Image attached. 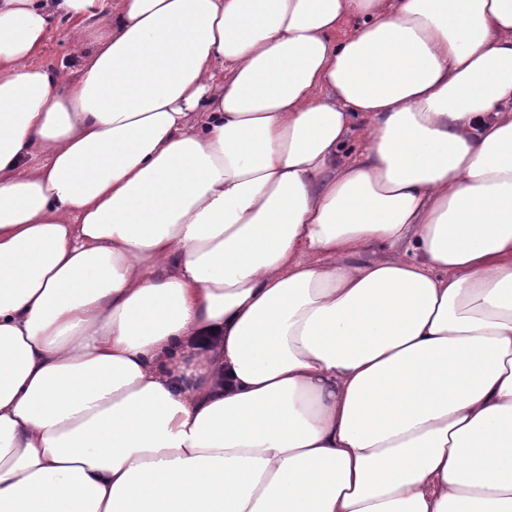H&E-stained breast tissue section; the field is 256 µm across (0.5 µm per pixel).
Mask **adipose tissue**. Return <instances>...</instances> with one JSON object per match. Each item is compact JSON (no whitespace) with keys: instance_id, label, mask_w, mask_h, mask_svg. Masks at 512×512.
I'll list each match as a JSON object with an SVG mask.
<instances>
[{"instance_id":"obj_1","label":"adipose tissue","mask_w":512,"mask_h":512,"mask_svg":"<svg viewBox=\"0 0 512 512\" xmlns=\"http://www.w3.org/2000/svg\"><path fill=\"white\" fill-rule=\"evenodd\" d=\"M0 512H512V0H0ZM76 39L77 33L73 23L62 20L58 27L49 33L36 62L57 67L61 63L68 64L72 78H76L77 65L71 63V59L68 57L70 44Z\"/></svg>"}]
</instances>
